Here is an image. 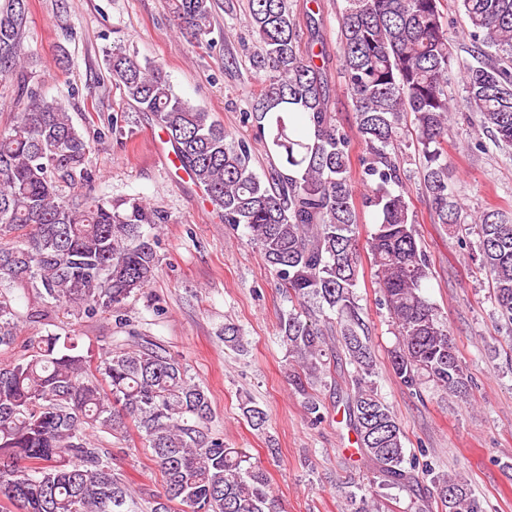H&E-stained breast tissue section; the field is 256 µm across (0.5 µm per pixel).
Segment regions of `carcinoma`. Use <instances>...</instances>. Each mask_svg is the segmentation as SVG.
Here are the masks:
<instances>
[{"instance_id":"1","label":"carcinoma","mask_w":512,"mask_h":512,"mask_svg":"<svg viewBox=\"0 0 512 512\" xmlns=\"http://www.w3.org/2000/svg\"><path fill=\"white\" fill-rule=\"evenodd\" d=\"M337 17L342 74L364 146L362 207L378 222L367 240L383 305L398 342L390 365L406 387L426 380L466 394L471 379L448 326L423 294L428 262L418 249L413 212L399 184L398 143L412 145L438 224L466 221L449 190L453 170L445 144L455 107L448 85L463 74L465 103L478 126L512 147V0H450L467 19L471 59L453 56L443 0H344ZM261 48L251 66L263 90L245 120L278 159L259 177L251 150L206 110L176 95L163 67L112 50L113 81L165 131L173 154L203 188L224 223L244 225L251 244L298 307L279 333L300 370L291 385L313 424L323 406L308 388L323 381L325 331L336 324L353 371L346 407L358 450L380 481L364 493L352 480L341 490L345 512H379L383 489L419 480L406 468L403 430L378 393L376 359L365 337L356 288L362 270L357 239L361 211L351 177L350 138L328 110L316 28L302 31L292 0H248ZM211 0H176L179 32L196 41L211 33ZM28 0H0V79H14L27 102L0 130V347L15 344L18 314L10 289L33 288L42 318L65 306L93 318L112 313L125 325L126 301L144 293L158 271V238L142 231L167 215L131 198L121 203L65 200L58 183L91 179L92 144L71 115L27 86L23 39ZM413 116V129L407 118ZM478 258L501 315L512 324V213L476 215ZM81 337L49 333L0 364V501L20 512H129L134 490L117 473L110 436L120 445L136 428L151 449L162 490L150 512H280L267 472L227 448L210 422L204 387L160 343L131 334L106 348L96 364L80 353ZM242 412L260 429L267 414L245 399ZM430 477L441 512H484L460 476Z\"/></svg>"}]
</instances>
